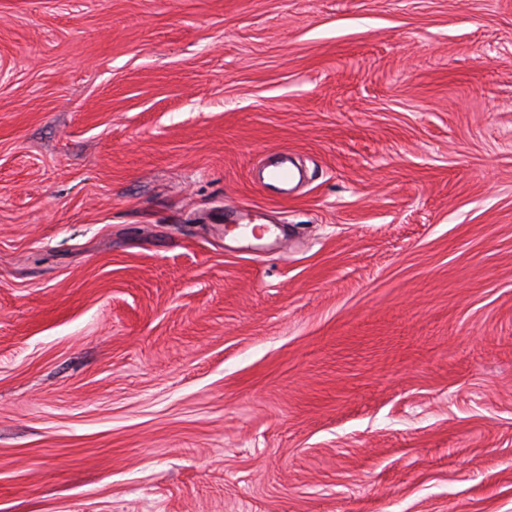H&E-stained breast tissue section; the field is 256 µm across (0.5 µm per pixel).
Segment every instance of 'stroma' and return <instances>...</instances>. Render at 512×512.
I'll return each mask as SVG.
<instances>
[{"instance_id":"stroma-1","label":"stroma","mask_w":512,"mask_h":512,"mask_svg":"<svg viewBox=\"0 0 512 512\" xmlns=\"http://www.w3.org/2000/svg\"><path fill=\"white\" fill-rule=\"evenodd\" d=\"M0 512H512V0H0ZM288 163H292L288 153H279L274 162L267 164L261 171L263 187L282 196H288L289 185L296 177L294 170Z\"/></svg>"}]
</instances>
